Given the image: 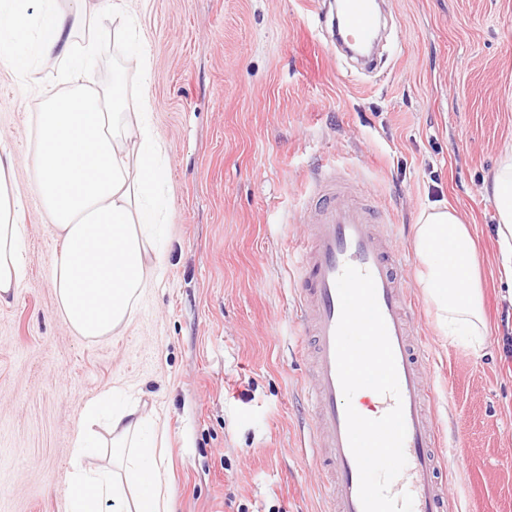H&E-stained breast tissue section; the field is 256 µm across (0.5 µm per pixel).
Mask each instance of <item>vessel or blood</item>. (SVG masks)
I'll list each match as a JSON object with an SVG mask.
<instances>
[{"label": "vessel or blood", "mask_w": 512, "mask_h": 512, "mask_svg": "<svg viewBox=\"0 0 512 512\" xmlns=\"http://www.w3.org/2000/svg\"><path fill=\"white\" fill-rule=\"evenodd\" d=\"M332 16L333 35L343 45L372 42L383 27L376 0H335ZM375 220V211L359 200L347 179L336 174L320 178L302 219L305 241L295 250L299 326L315 341L307 401L314 412L313 462L327 503L324 512H363L335 355L337 279L348 265L372 275L396 361L399 396L371 390L363 399L378 418L395 403L403 405L407 463L390 492L396 497L411 494L413 512H447L448 493L439 479L440 438L429 409L434 391L424 373L427 352L412 331L409 295L397 273L392 238L376 231Z\"/></svg>", "instance_id": "obj_1"}]
</instances>
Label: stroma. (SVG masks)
Masks as SVG:
<instances>
[{
  "label": "stroma",
  "instance_id": "1",
  "mask_svg": "<svg viewBox=\"0 0 512 512\" xmlns=\"http://www.w3.org/2000/svg\"><path fill=\"white\" fill-rule=\"evenodd\" d=\"M384 62L368 74L331 45L309 0H126L106 23L95 85L152 104L167 148L162 264L131 323L98 340L58 314L31 166L35 115L58 63L20 92L0 69V156L25 197V275L0 304V512H67L71 443L103 388L149 415L171 512H322L305 455L311 350L292 318L294 246L319 169L386 217L431 358L435 421L455 512H512V302L497 283L484 192L512 147V0H386ZM147 41L152 80L119 31ZM455 207L477 241L489 332L481 353L443 336L416 282L413 226Z\"/></svg>",
  "mask_w": 512,
  "mask_h": 512
}]
</instances>
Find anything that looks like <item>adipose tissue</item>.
I'll return each instance as SVG.
<instances>
[{"mask_svg": "<svg viewBox=\"0 0 512 512\" xmlns=\"http://www.w3.org/2000/svg\"><path fill=\"white\" fill-rule=\"evenodd\" d=\"M86 0L70 11L56 0H0V67L28 89L42 59L61 63L53 80L66 94L47 95L36 117L32 167L46 221L61 241L50 263L57 311L76 335L100 339L125 328L158 269V226L169 206L161 191L166 149L149 121V104L124 111L123 81L100 91L85 82L100 54L97 30L107 14ZM500 267L512 283V149L492 174ZM23 197L11 159L0 158V302L18 288L19 216ZM417 280L444 334L460 336L475 353L487 323L479 293L475 240L457 210L432 205L414 226ZM104 432H95L96 424ZM148 415L115 399L111 389L87 402L76 432L68 512H169Z\"/></svg>", "mask_w": 512, "mask_h": 512, "instance_id": "adipose-tissue-1", "label": "adipose tissue"}]
</instances>
